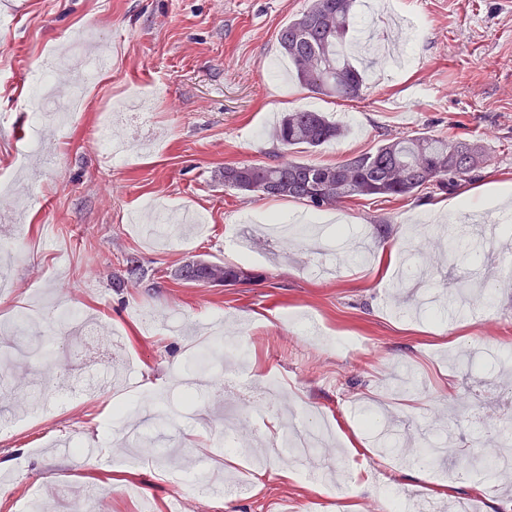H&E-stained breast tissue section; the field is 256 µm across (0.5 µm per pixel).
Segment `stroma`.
<instances>
[{"mask_svg": "<svg viewBox=\"0 0 512 512\" xmlns=\"http://www.w3.org/2000/svg\"><path fill=\"white\" fill-rule=\"evenodd\" d=\"M309 0H0V328L45 342L42 359L0 366V512H26L31 491L52 512H387L390 491L417 502H471L512 512V481L479 457L512 455L497 432L512 412V234L495 252L449 264L447 223L435 213L467 197L472 209L512 184V6L504 0H391L373 17L355 4L349 40L372 26L404 63L367 69L359 97L315 94L288 81L277 33ZM111 70L85 89L81 120L47 127L26 153L39 101L24 64L45 50L80 60V44ZM311 109L347 134L298 161L333 165L382 139L427 132L482 144L479 177L451 191L356 197L321 212L335 252L305 237L256 234L310 209L292 199L225 188V165L273 162L275 116ZM129 150L107 156L93 138L104 111ZM149 113L142 123L141 113ZM149 278L112 285L128 254ZM246 267L252 281L210 286L175 279L191 257ZM122 336L135 367L113 381L67 373L63 309ZM241 347L224 354L234 386L194 390L176 377L215 330ZM283 400L332 431L330 448L281 478L271 455L283 429L246 392L268 379ZM128 412L161 426L123 438L114 391ZM375 410L399 444L384 454L363 416ZM230 434L246 455L225 451ZM474 467L461 466L462 458ZM261 466L262 483H240Z\"/></svg>", "mask_w": 512, "mask_h": 512, "instance_id": "35a3bbf8", "label": "stroma"}]
</instances>
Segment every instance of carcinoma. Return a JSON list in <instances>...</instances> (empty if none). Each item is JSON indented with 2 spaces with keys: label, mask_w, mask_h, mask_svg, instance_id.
<instances>
[{
  "label": "carcinoma",
  "mask_w": 512,
  "mask_h": 512,
  "mask_svg": "<svg viewBox=\"0 0 512 512\" xmlns=\"http://www.w3.org/2000/svg\"><path fill=\"white\" fill-rule=\"evenodd\" d=\"M356 0H311L307 10L278 32L300 87L311 92L354 98L361 94V71L342 52L352 25ZM346 129L321 112L294 110L282 115L272 138L280 153L307 152L337 140ZM486 162L482 146L419 133L383 140L370 152L336 165L283 160L224 166V186L241 193L301 201L315 210L338 207L360 196L398 198L434 186L455 189L476 176ZM177 279L216 285L247 283L255 275L209 260H192L176 271ZM147 271L134 256L125 259L124 279L142 282Z\"/></svg>",
  "instance_id": "cac0c4a2"
}]
</instances>
